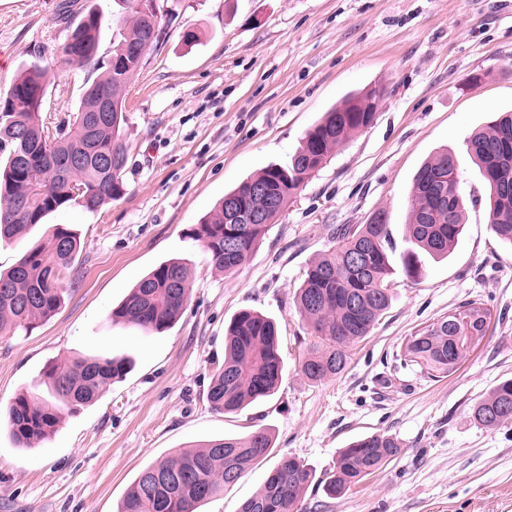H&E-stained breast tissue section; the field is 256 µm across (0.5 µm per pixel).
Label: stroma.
Masks as SVG:
<instances>
[{"mask_svg":"<svg viewBox=\"0 0 512 512\" xmlns=\"http://www.w3.org/2000/svg\"><path fill=\"white\" fill-rule=\"evenodd\" d=\"M66 0H0V90L30 63L58 76L43 110L60 121L98 73L65 62ZM164 33L131 79L124 194L98 211L70 203L0 244L5 270L48 226L81 249L54 317L0 337V512H116L150 464L223 436L269 429L268 457L201 507L238 512L283 455L314 482L300 512H512V423L488 429L471 407L512 377V247L487 222V191L467 139L512 112V0H156ZM196 40L186 43L185 33ZM379 90L373 122L353 134L290 199L236 271L214 268L191 233L224 193L285 164L304 132L351 92ZM455 154L465 226L448 259L421 277L396 272L393 301L349 349L346 369L309 382L299 364L314 342L296 307L306 268L339 224L386 213L404 250L413 178L441 149ZM188 263L192 296L175 325L147 332L111 318L151 268ZM471 299L493 312L458 369L428 378L401 363L408 336ZM243 309L272 317L285 364L272 397L213 412L211 377L224 329ZM105 353L132 371L94 404L63 412L35 448L16 447L6 421L15 396L43 386L50 362ZM387 434L401 454L336 497L340 448Z\"/></svg>","mask_w":512,"mask_h":512,"instance_id":"stroma-1","label":"stroma"}]
</instances>
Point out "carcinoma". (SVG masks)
Returning <instances> with one entry per match:
<instances>
[{"mask_svg":"<svg viewBox=\"0 0 512 512\" xmlns=\"http://www.w3.org/2000/svg\"><path fill=\"white\" fill-rule=\"evenodd\" d=\"M127 2L131 13L112 42L108 59L98 56L101 20L92 7L83 11L62 47L68 63L104 69L86 86L73 118L56 124L44 115V97L56 76L49 65L25 68L0 95V241L23 237L71 202L93 212L123 195L125 96L131 77L146 59L135 50L150 51L163 35L158 17L149 22L139 14V0ZM372 98L369 92L348 96L306 131L287 166L267 167L224 194L194 232L215 268L232 272L243 265L305 179L352 134L372 123ZM103 99L110 101L108 119L84 121L83 116ZM17 103L23 105L22 111H7ZM468 149L489 191L488 223L498 239L512 247V112L501 113L470 135ZM228 199L238 203L235 221L225 210ZM464 214L457 160L443 150L414 177L405 224L409 247L401 257L407 277L422 275L423 254L434 260L448 258L463 231ZM255 215L264 220H252ZM230 226L238 230V237L227 252L224 230ZM79 249V237L55 224L10 270L0 272V336L28 333L57 313L63 301L62 280ZM394 253L390 224L379 212L367 224L336 226L332 247L306 269L296 302L302 321L318 338L300 365L309 381L341 374L349 362L348 348L369 336L391 305ZM191 291L188 264L181 259L164 261L112 309V319L162 332L181 315ZM491 319V310L478 299L449 310L408 337L404 363L429 378L454 372L473 347V336H486ZM127 370L125 360L108 355L50 363L45 371L49 396L27 389L8 408V426L17 447H35L56 430L62 411L95 402ZM283 371L276 323L258 311L243 309L227 327L224 363L212 376L209 406L217 413H231L269 397ZM471 416L486 428L511 424L512 379L500 381L475 402ZM271 449V432L260 428L245 438L224 437L199 449L182 450L141 470L118 512H198L220 487L236 482ZM401 451V443L391 435L374 434L350 443L336 456L334 474L323 491L331 496L347 491ZM313 479L307 463L286 455L239 512H298L297 503Z\"/></svg>","mask_w":512,"mask_h":512,"instance_id":"cac0c4a2","label":"carcinoma"}]
</instances>
